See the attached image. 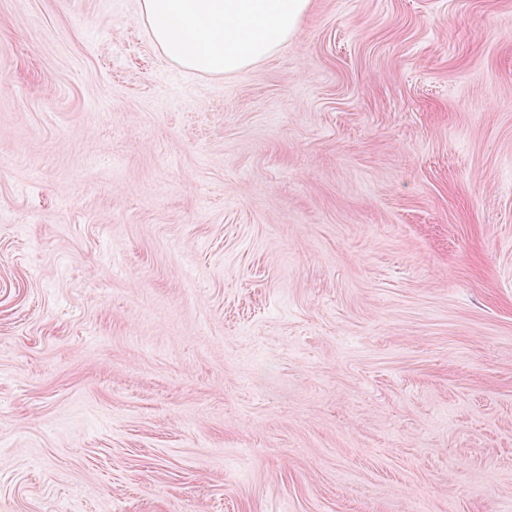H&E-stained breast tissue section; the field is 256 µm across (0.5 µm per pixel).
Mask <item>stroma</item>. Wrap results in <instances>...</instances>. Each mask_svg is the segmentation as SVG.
<instances>
[{"label": "stroma", "instance_id": "stroma-1", "mask_svg": "<svg viewBox=\"0 0 512 512\" xmlns=\"http://www.w3.org/2000/svg\"><path fill=\"white\" fill-rule=\"evenodd\" d=\"M0 512H512V0H0ZM311 0H140L159 49L188 71L224 76L288 42Z\"/></svg>", "mask_w": 512, "mask_h": 512}]
</instances>
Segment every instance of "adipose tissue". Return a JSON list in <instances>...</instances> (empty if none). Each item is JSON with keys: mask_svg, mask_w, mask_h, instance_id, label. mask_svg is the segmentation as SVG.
Masks as SVG:
<instances>
[{"mask_svg": "<svg viewBox=\"0 0 512 512\" xmlns=\"http://www.w3.org/2000/svg\"><path fill=\"white\" fill-rule=\"evenodd\" d=\"M309 6L310 0H140L159 49L189 71L216 76L276 53Z\"/></svg>", "mask_w": 512, "mask_h": 512, "instance_id": "adipose-tissue-1", "label": "adipose tissue"}]
</instances>
